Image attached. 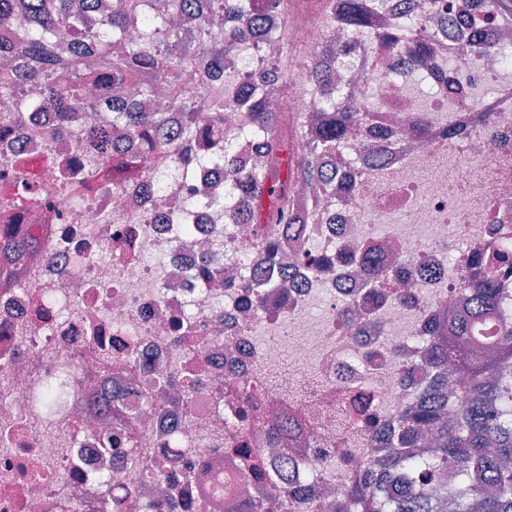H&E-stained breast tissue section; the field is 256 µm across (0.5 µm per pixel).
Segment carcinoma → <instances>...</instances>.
Wrapping results in <instances>:
<instances>
[{"label":"carcinoma","instance_id":"1","mask_svg":"<svg viewBox=\"0 0 512 512\" xmlns=\"http://www.w3.org/2000/svg\"><path fill=\"white\" fill-rule=\"evenodd\" d=\"M139 0H116L112 13L91 37H83L85 10L96 0H0V13L12 10L28 24V50L18 71L0 75V96L12 95L18 80L45 82V98L38 104L64 120L70 104L85 87L93 85L97 107L112 105V121L87 133V145L100 150L114 168L129 159L110 151L111 128H121L128 141L148 151L162 150L183 165L199 163L224 168V182L233 193L247 195L250 224H292L300 216L290 211L292 191L300 183H311L313 168L296 170L289 163L290 143L278 131L279 118L267 111L265 88L258 83L239 86L229 93L224 80H213L224 71L226 54L240 44L264 36L269 45L268 63L281 73L288 71L286 17L275 12L274 0H154L163 12L174 11L194 23L192 35L167 34L159 44L124 41L122 32L127 8ZM386 7L385 0H334L330 20L355 28L368 21V13ZM231 17L224 28V46L209 45L212 17ZM67 39L70 57L59 60L57 41ZM132 79L141 83L142 93L155 85L168 87L172 111L181 113L177 140L161 135L167 125L162 112H141L112 96ZM231 96L245 123L262 131L272 165L239 167L224 148L219 136L209 140L208 151L193 147L200 139L196 114L210 113L209 124L219 129L226 96ZM363 112H354L334 101L321 104L309 116L316 126L308 141L309 152L319 162L345 145L351 128L360 124ZM8 201L0 213L5 237L14 248V262L22 266L29 243L12 224L13 211L31 207L36 201L32 187L23 178L5 192ZM464 276L469 293L461 305L448 310L439 334L433 337L426 366L427 383L417 389L413 405L397 416L393 437L399 447L386 456L371 457L362 474L350 481L336 501V512H441L453 500L454 512H512V306L505 289L494 281L488 268H467ZM451 364L463 384L466 398L448 402V381L442 375ZM431 427L437 448L425 462L410 457L406 448L421 439V430ZM455 462L450 481L451 497H439L440 475L448 460ZM257 512H288V496H271L255 503Z\"/></svg>","mask_w":512,"mask_h":512}]
</instances>
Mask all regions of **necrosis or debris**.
Wrapping results in <instances>:
<instances>
[{
    "label": "necrosis or debris",
    "instance_id": "obj_1",
    "mask_svg": "<svg viewBox=\"0 0 512 512\" xmlns=\"http://www.w3.org/2000/svg\"><path fill=\"white\" fill-rule=\"evenodd\" d=\"M387 3L372 25L343 29L325 22L326 0H288V43L309 67L326 45L343 49L328 93L373 104L349 145L352 193L319 203L295 191L306 224L229 219L247 201L220 205L219 169L187 174L160 153L77 196L60 152L102 109L73 103L56 130L47 113L0 98V149L25 160L0 164V189L19 176L31 183L27 223L41 245L19 278L0 251V512H90L100 492L109 512H252L280 466L290 512L312 498L334 512L366 454L388 448L423 379L419 338L465 286L449 252L487 263L512 243V19L487 16L481 0H418L416 30L431 48L418 83L391 38L400 0ZM262 53L256 42L239 47L228 74L265 79L290 131L317 103L287 92ZM415 112L431 116L418 137ZM224 141L248 163L265 153L230 102ZM288 239L299 247L287 264L263 265ZM372 247L390 269L374 297L361 265L340 259ZM253 274L271 287L249 288ZM285 354L311 365L317 383L298 404L309 429L290 460L286 392L274 379ZM369 414L380 432L363 426ZM116 419L124 438L107 451L100 441Z\"/></svg>",
    "mask_w": 512,
    "mask_h": 512
}]
</instances>
